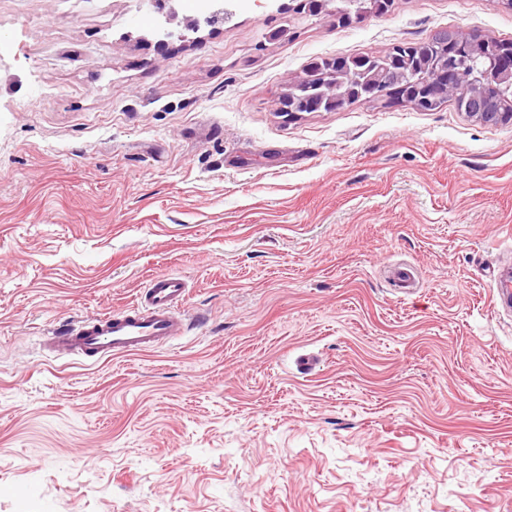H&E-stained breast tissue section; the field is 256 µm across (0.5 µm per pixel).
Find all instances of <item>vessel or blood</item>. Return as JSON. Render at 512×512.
<instances>
[{
	"mask_svg": "<svg viewBox=\"0 0 512 512\" xmlns=\"http://www.w3.org/2000/svg\"><path fill=\"white\" fill-rule=\"evenodd\" d=\"M187 294L183 277L158 275L143 289L137 306L66 326L47 339L46 347L56 355L76 354L94 362L157 349L183 336L186 324L179 306Z\"/></svg>",
	"mask_w": 512,
	"mask_h": 512,
	"instance_id": "1",
	"label": "vessel or blood"
}]
</instances>
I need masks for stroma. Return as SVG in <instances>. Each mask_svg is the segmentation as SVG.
<instances>
[{
  "instance_id": "obj_1",
  "label": "stroma",
  "mask_w": 512,
  "mask_h": 512,
  "mask_svg": "<svg viewBox=\"0 0 512 512\" xmlns=\"http://www.w3.org/2000/svg\"><path fill=\"white\" fill-rule=\"evenodd\" d=\"M224 5L166 40L153 0H0V512H512V122L277 110L314 60L512 9ZM159 274L173 345L44 348Z\"/></svg>"
}]
</instances>
